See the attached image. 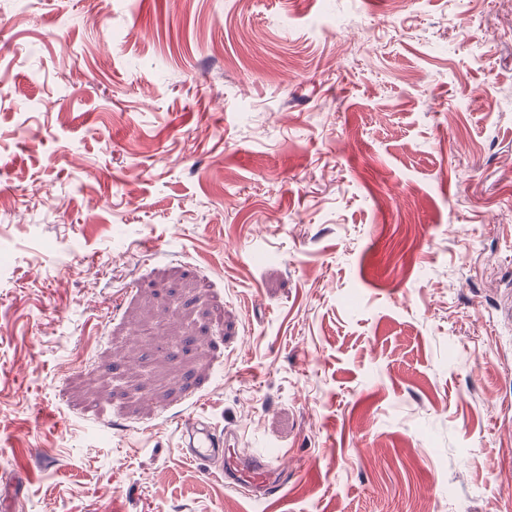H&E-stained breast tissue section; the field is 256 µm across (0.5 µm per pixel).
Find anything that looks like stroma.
Instances as JSON below:
<instances>
[{"instance_id":"1","label":"stroma","mask_w":512,"mask_h":512,"mask_svg":"<svg viewBox=\"0 0 512 512\" xmlns=\"http://www.w3.org/2000/svg\"><path fill=\"white\" fill-rule=\"evenodd\" d=\"M511 293L512 0H0V512H512ZM182 450L190 461L216 460L206 471L209 478L224 480L231 488H250L259 498L277 495L284 487V455L245 454L231 431L219 433L204 417H188L179 427Z\"/></svg>"}]
</instances>
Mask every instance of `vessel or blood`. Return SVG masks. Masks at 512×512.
I'll return each mask as SVG.
<instances>
[{
    "label": "vessel or blood",
    "instance_id": "obj_1",
    "mask_svg": "<svg viewBox=\"0 0 512 512\" xmlns=\"http://www.w3.org/2000/svg\"><path fill=\"white\" fill-rule=\"evenodd\" d=\"M179 431L187 459L214 461V468L207 471L209 478L222 480L231 488L251 489L264 499L277 495L283 489L284 456L243 453L235 434L218 432L202 417L185 418Z\"/></svg>",
    "mask_w": 512,
    "mask_h": 512
}]
</instances>
